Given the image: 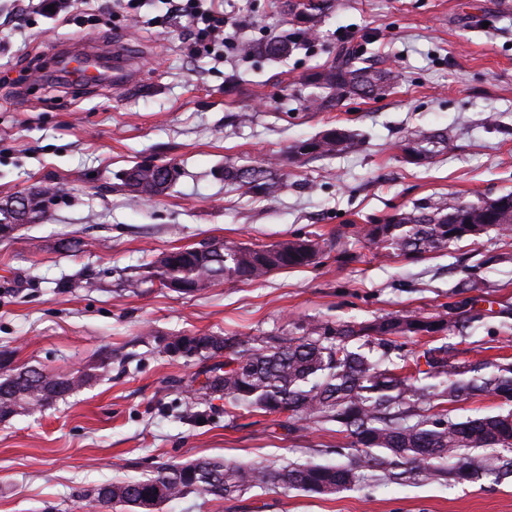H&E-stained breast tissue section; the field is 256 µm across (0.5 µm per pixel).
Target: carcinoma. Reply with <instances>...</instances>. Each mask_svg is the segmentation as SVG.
I'll use <instances>...</instances> for the list:
<instances>
[{
	"mask_svg": "<svg viewBox=\"0 0 512 512\" xmlns=\"http://www.w3.org/2000/svg\"><path fill=\"white\" fill-rule=\"evenodd\" d=\"M296 42L284 36L252 46L260 57H284ZM328 89L324 96L307 101L322 110L343 95H372L393 79L388 70L360 65L354 52L339 51L333 64L316 76ZM334 138L318 143L306 153L310 158L332 156L346 149L350 138L334 129ZM224 182L239 184L264 196L287 187L279 163L224 165ZM456 208L442 200L428 199L382 224H365L359 238L413 259L447 248L463 239L490 230L512 237V224H451ZM25 213L32 219L49 218L44 199H25ZM210 259L197 260L196 248H178V262L160 273L163 278L197 283L265 279L277 270L317 262L321 247L308 238L282 241L265 248L208 243ZM450 329L442 316L391 315L360 323H310L303 335L286 341H264L249 336L224 338V346L211 344L212 335L198 333L171 337L164 350L201 364L191 383L197 394L224 400L231 409L265 414L286 413L291 425H341L353 453L336 465H261L198 458L189 463L170 462L132 480L105 481L92 492L80 494L85 506L100 508L98 493L107 490V509L118 505L125 512L157 509L193 494L204 500L234 498L247 491L272 488L302 490L325 495L332 487L339 493L356 486L365 471H391L423 481H472L479 476L503 480L512 476V460L493 453L512 448V410L457 420L448 405L475 395H492L512 402V363L476 361L460 363L453 348L443 343L426 348L412 360L398 365L387 355L376 359L354 343L363 339L383 349L401 339L433 336ZM94 378L86 369H35L13 365L0 357V420L18 410L38 412L72 394ZM490 451L479 465L473 453Z\"/></svg>",
	"mask_w": 512,
	"mask_h": 512,
	"instance_id": "obj_1",
	"label": "carcinoma"
}]
</instances>
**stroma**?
I'll return each mask as SVG.
<instances>
[{"label":"stroma","mask_w":512,"mask_h":512,"mask_svg":"<svg viewBox=\"0 0 512 512\" xmlns=\"http://www.w3.org/2000/svg\"><path fill=\"white\" fill-rule=\"evenodd\" d=\"M316 38L288 57L242 47L297 35L279 0H211L244 21L233 48L196 44L168 0H74L49 18L0 0V199L58 188L45 224L0 239V353L15 364L93 369L43 412L0 421V512H85L80 490L141 477L165 462L223 457L252 464L347 459L336 425L289 428L284 414L181 417L196 362L169 356L179 334L296 337L303 324L441 315L457 361L512 362V238L484 233L417 260L359 242L432 196L449 205L512 193V0H330ZM124 41L138 85L71 86L39 73L77 39ZM393 72L387 91L305 107L339 49ZM248 123L236 120L239 113ZM340 128L354 142L328 157L294 146ZM444 133L426 159L423 134ZM280 160L287 191L265 197L225 183V164ZM171 163L163 195L130 204L120 176ZM320 235L319 262L261 282H220L186 296L160 287L157 259L213 238L268 246ZM95 288H85V278ZM124 363L108 361L109 353ZM163 512H512V478L395 483L370 477L333 495L272 489L224 501L187 496Z\"/></svg>","instance_id":"obj_1"}]
</instances>
